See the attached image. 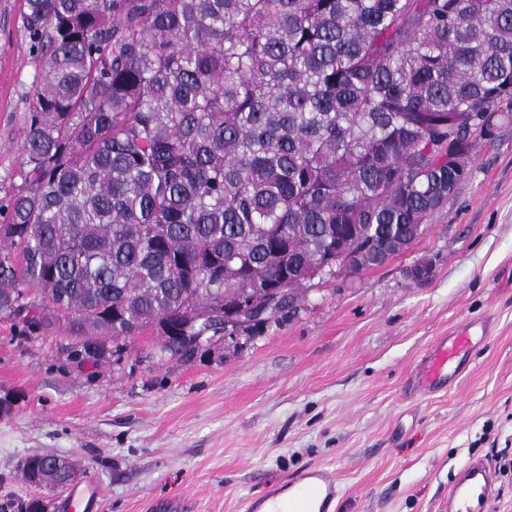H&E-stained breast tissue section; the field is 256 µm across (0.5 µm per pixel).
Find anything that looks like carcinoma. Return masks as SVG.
Here are the masks:
<instances>
[{
	"mask_svg": "<svg viewBox=\"0 0 512 512\" xmlns=\"http://www.w3.org/2000/svg\"><path fill=\"white\" fill-rule=\"evenodd\" d=\"M25 5L44 79L0 204V314L80 342L218 336L241 285L310 272L353 227L372 268L457 186L448 137L512 120V0Z\"/></svg>",
	"mask_w": 512,
	"mask_h": 512,
	"instance_id": "carcinoma-1",
	"label": "carcinoma"
}]
</instances>
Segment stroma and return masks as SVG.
<instances>
[{
  "mask_svg": "<svg viewBox=\"0 0 512 512\" xmlns=\"http://www.w3.org/2000/svg\"><path fill=\"white\" fill-rule=\"evenodd\" d=\"M24 0H0V201L20 186L24 118L42 79ZM472 319L491 333L448 391L406 378L432 343ZM77 331H24L0 315V512L35 496L16 468L70 458L95 512H246L272 484L318 466L335 512H446L469 462L496 476L488 512H512V122L407 250L380 267L304 289L254 336L215 338L190 357L154 328L98 362Z\"/></svg>",
  "mask_w": 512,
  "mask_h": 512,
  "instance_id": "stroma-1",
  "label": "stroma"
}]
</instances>
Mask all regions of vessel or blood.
Returning a JSON list of instances; mask_svg holds the SVG:
<instances>
[{"label": "vessel or blood", "mask_w": 512, "mask_h": 512, "mask_svg": "<svg viewBox=\"0 0 512 512\" xmlns=\"http://www.w3.org/2000/svg\"><path fill=\"white\" fill-rule=\"evenodd\" d=\"M486 331V323L470 321L452 335L439 337L411 373L409 393L425 395L458 377L463 358L481 344ZM494 493L490 465L473 461L458 473L448 492V512H487ZM336 495L335 480L324 469L313 467L293 478L290 487H267L251 508L253 512H329ZM99 497L96 485L77 486L61 508L63 512H93Z\"/></svg>", "instance_id": "obj_1"}]
</instances>
